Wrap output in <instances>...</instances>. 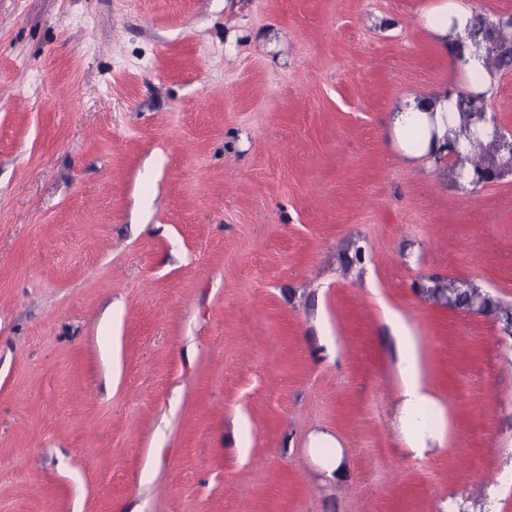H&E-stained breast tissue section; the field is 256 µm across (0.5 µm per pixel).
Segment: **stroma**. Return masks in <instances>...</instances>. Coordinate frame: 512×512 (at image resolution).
Here are the masks:
<instances>
[{
	"label": "stroma",
	"instance_id": "35a3bbf8",
	"mask_svg": "<svg viewBox=\"0 0 512 512\" xmlns=\"http://www.w3.org/2000/svg\"><path fill=\"white\" fill-rule=\"evenodd\" d=\"M436 2L0 0V512H512V178L388 123L463 83ZM391 327L396 339L399 368L404 384L401 407L402 419L404 421L408 417L409 420L410 418L413 420L414 416L421 410H426L432 401L421 389L418 362L410 336L398 323L392 322Z\"/></svg>",
	"mask_w": 512,
	"mask_h": 512
}]
</instances>
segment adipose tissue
<instances>
[{"label": "adipose tissue", "mask_w": 512, "mask_h": 512, "mask_svg": "<svg viewBox=\"0 0 512 512\" xmlns=\"http://www.w3.org/2000/svg\"><path fill=\"white\" fill-rule=\"evenodd\" d=\"M425 25L436 36L447 38L464 34L474 14L461 0H441L423 15ZM455 109L454 98L447 94H421L400 100L391 115V128L397 146L410 159L438 158L448 153V114ZM399 368L403 379V416L414 417L426 409L430 398L419 382L418 362L411 339L400 324H393Z\"/></svg>", "instance_id": "ef3b65f1"}]
</instances>
